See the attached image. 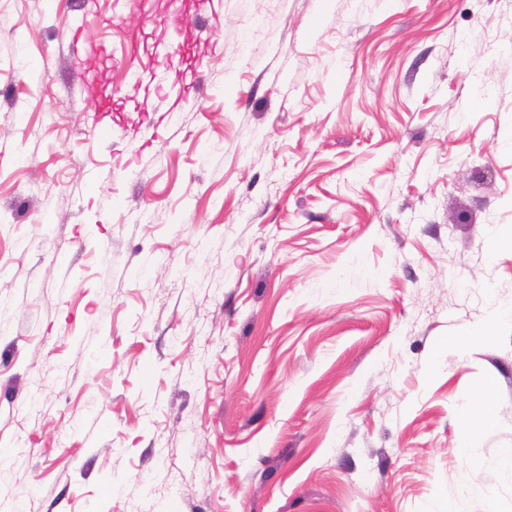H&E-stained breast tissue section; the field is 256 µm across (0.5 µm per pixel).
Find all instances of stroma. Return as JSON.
Here are the masks:
<instances>
[{"instance_id": "1", "label": "stroma", "mask_w": 512, "mask_h": 512, "mask_svg": "<svg viewBox=\"0 0 512 512\" xmlns=\"http://www.w3.org/2000/svg\"><path fill=\"white\" fill-rule=\"evenodd\" d=\"M179 9L0 0V512H512V12Z\"/></svg>"}]
</instances>
